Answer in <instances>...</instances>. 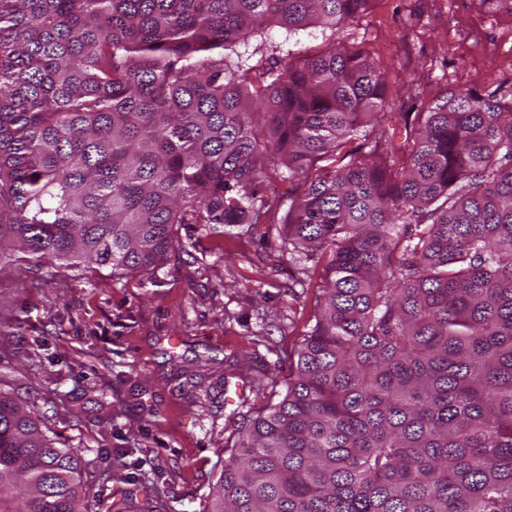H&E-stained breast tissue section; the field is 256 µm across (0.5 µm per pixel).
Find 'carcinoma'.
I'll use <instances>...</instances> for the list:
<instances>
[{"instance_id":"carcinoma-1","label":"carcinoma","mask_w":512,"mask_h":512,"mask_svg":"<svg viewBox=\"0 0 512 512\" xmlns=\"http://www.w3.org/2000/svg\"><path fill=\"white\" fill-rule=\"evenodd\" d=\"M369 2L0 0V269L148 275L181 225L284 205L298 272L329 257L207 512H512V101L457 86L377 131L383 74L336 40ZM311 26L317 54L237 50ZM88 465L0 390V512H126Z\"/></svg>"}]
</instances>
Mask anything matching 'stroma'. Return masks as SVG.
I'll list each match as a JSON object with an SVG mask.
<instances>
[{
	"label": "stroma",
	"mask_w": 512,
	"mask_h": 512,
	"mask_svg": "<svg viewBox=\"0 0 512 512\" xmlns=\"http://www.w3.org/2000/svg\"><path fill=\"white\" fill-rule=\"evenodd\" d=\"M265 64L321 51L320 29L269 31ZM385 75L381 125L418 98L465 85L512 95V0H372L339 32ZM190 253L152 275L21 260L0 270V387L36 400L91 465L94 489L158 512H202L240 416L284 395L322 271L296 283L281 224L209 237L185 226ZM204 370L207 394L178 392ZM144 387L135 395V387ZM125 450L123 465L105 458Z\"/></svg>",
	"instance_id": "obj_1"
}]
</instances>
